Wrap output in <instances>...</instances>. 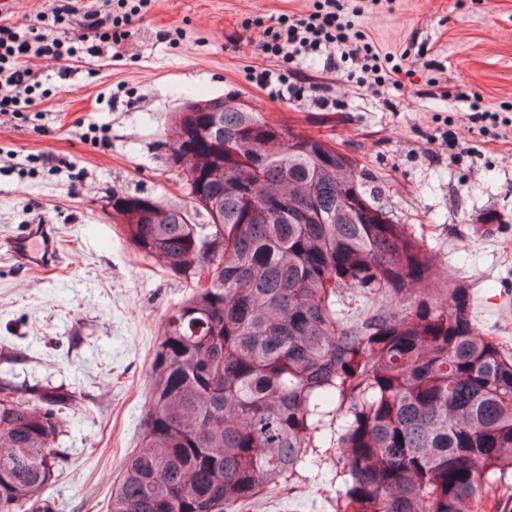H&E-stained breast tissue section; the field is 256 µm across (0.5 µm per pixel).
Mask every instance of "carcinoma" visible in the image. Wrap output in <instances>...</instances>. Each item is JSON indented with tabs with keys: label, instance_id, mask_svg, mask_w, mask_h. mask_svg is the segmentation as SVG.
Here are the masks:
<instances>
[{
	"label": "carcinoma",
	"instance_id": "carcinoma-1",
	"mask_svg": "<svg viewBox=\"0 0 512 512\" xmlns=\"http://www.w3.org/2000/svg\"><path fill=\"white\" fill-rule=\"evenodd\" d=\"M170 118L187 190L112 195V218L191 291L167 316L140 448L109 512H227L309 466L336 430V512H512V351L455 273L326 138L236 95ZM76 392L0 379V512L44 490Z\"/></svg>",
	"mask_w": 512,
	"mask_h": 512
}]
</instances>
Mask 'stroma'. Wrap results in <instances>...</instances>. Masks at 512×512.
Masks as SVG:
<instances>
[{
    "mask_svg": "<svg viewBox=\"0 0 512 512\" xmlns=\"http://www.w3.org/2000/svg\"><path fill=\"white\" fill-rule=\"evenodd\" d=\"M311 0H153L117 44L67 74L33 58L41 89L27 121L0 117V371L79 391L56 441L65 462L46 490L57 512H106L138 447L149 372L167 312L189 288L147 260L112 217V196L186 201L164 147L186 94L238 95L293 132L329 137L375 181L400 223L421 234L468 289L471 315L512 348V0H380L355 19L391 83L350 77L333 50L299 64L323 103L274 101L253 69L280 62L255 46ZM478 91V98L456 95ZM488 114L485 132L468 127ZM107 141L91 144L93 129ZM496 214L498 223L482 227ZM52 225L60 260L26 267L9 242ZM335 461L300 470L243 512H336Z\"/></svg>",
    "mask_w": 512,
    "mask_h": 512,
    "instance_id": "35a3bbf8",
    "label": "stroma"
}]
</instances>
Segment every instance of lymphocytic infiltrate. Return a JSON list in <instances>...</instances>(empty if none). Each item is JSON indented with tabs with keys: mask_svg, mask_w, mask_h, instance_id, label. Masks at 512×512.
<instances>
[{
	"mask_svg": "<svg viewBox=\"0 0 512 512\" xmlns=\"http://www.w3.org/2000/svg\"><path fill=\"white\" fill-rule=\"evenodd\" d=\"M150 3L95 0L87 6L82 0H46L35 23L26 29L0 25V116L27 118L34 104L29 59L46 60L64 73L81 55L102 57L143 20ZM362 11V6L350 5L349 0H314L308 12L278 17L276 24L265 29L257 50L281 59L283 65L254 71L255 85L276 101H304L305 91L297 83L294 66L330 47L342 62L351 63L374 83L389 81L376 48L353 22ZM78 14L84 16L85 24L81 33L73 35L68 21Z\"/></svg>",
	"mask_w": 512,
	"mask_h": 512,
	"instance_id": "lymphocytic-infiltrate-1",
	"label": "lymphocytic infiltrate"
}]
</instances>
